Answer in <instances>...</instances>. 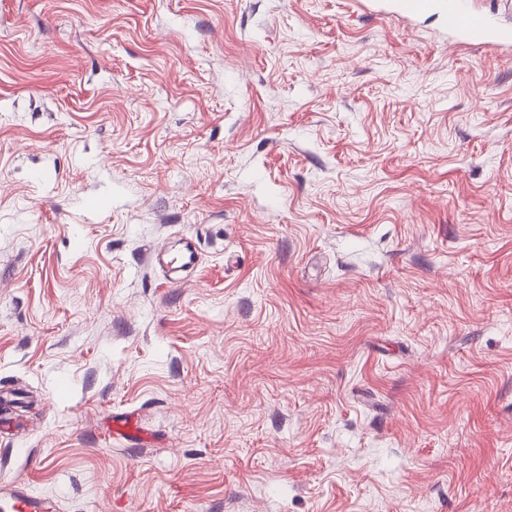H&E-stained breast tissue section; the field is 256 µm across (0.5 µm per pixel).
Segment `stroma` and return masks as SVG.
Returning a JSON list of instances; mask_svg holds the SVG:
<instances>
[{
    "instance_id": "obj_1",
    "label": "stroma",
    "mask_w": 512,
    "mask_h": 512,
    "mask_svg": "<svg viewBox=\"0 0 512 512\" xmlns=\"http://www.w3.org/2000/svg\"><path fill=\"white\" fill-rule=\"evenodd\" d=\"M0 398L59 512H512V44L0 0Z\"/></svg>"
}]
</instances>
